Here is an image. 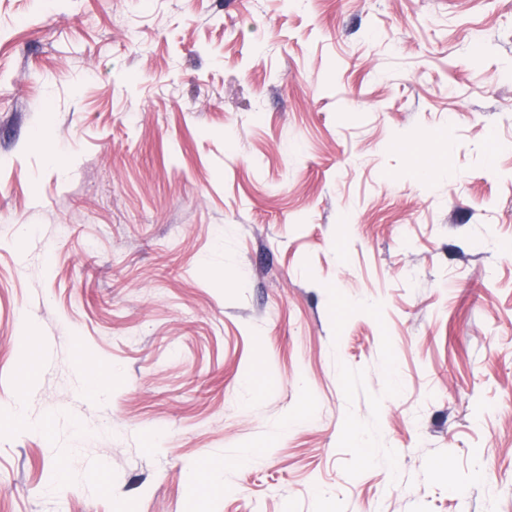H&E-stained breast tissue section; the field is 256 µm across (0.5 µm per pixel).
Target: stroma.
Instances as JSON below:
<instances>
[{"instance_id":"1","label":"stroma","mask_w":512,"mask_h":512,"mask_svg":"<svg viewBox=\"0 0 512 512\" xmlns=\"http://www.w3.org/2000/svg\"><path fill=\"white\" fill-rule=\"evenodd\" d=\"M509 63L512 0H0V512H512Z\"/></svg>"}]
</instances>
